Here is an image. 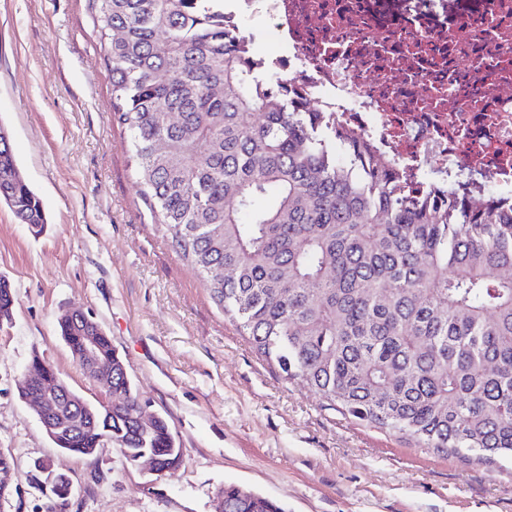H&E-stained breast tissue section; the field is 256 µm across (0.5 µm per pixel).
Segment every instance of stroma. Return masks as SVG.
Here are the masks:
<instances>
[{
    "instance_id": "stroma-1",
    "label": "stroma",
    "mask_w": 512,
    "mask_h": 512,
    "mask_svg": "<svg viewBox=\"0 0 512 512\" xmlns=\"http://www.w3.org/2000/svg\"><path fill=\"white\" fill-rule=\"evenodd\" d=\"M0 125L48 219L37 235L0 205V276L15 294L0 324V449L19 473L5 512L51 504L29 480L42 457L73 481L65 512H214L227 484L285 512H512L511 461L467 464L345 418L224 315L141 200L89 0H0ZM70 308L103 327L168 420L182 448L171 477L150 482L108 443L62 452L20 399L36 355L101 399L57 331Z\"/></svg>"
}]
</instances>
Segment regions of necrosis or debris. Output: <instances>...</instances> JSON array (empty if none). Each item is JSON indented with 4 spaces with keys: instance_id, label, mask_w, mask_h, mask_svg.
<instances>
[{
    "instance_id": "necrosis-or-debris-1",
    "label": "necrosis or debris",
    "mask_w": 512,
    "mask_h": 512,
    "mask_svg": "<svg viewBox=\"0 0 512 512\" xmlns=\"http://www.w3.org/2000/svg\"><path fill=\"white\" fill-rule=\"evenodd\" d=\"M236 0L276 45L269 72L367 141L406 189L476 178L512 202V0Z\"/></svg>"
}]
</instances>
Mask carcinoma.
<instances>
[{
  "instance_id": "1",
  "label": "carcinoma",
  "mask_w": 512,
  "mask_h": 512,
  "mask_svg": "<svg viewBox=\"0 0 512 512\" xmlns=\"http://www.w3.org/2000/svg\"><path fill=\"white\" fill-rule=\"evenodd\" d=\"M111 64L114 120L131 136L153 223L255 351L326 406L419 448L512 461V204H476L398 176L335 118L306 112L224 28V0H92ZM165 112L177 113L174 123ZM0 130V203L38 230L43 204ZM164 149H157V142ZM58 329L70 353L82 332ZM89 403L64 450L107 435L131 457H172L166 419ZM19 479L0 454V498ZM227 512H283L235 485Z\"/></svg>"
}]
</instances>
